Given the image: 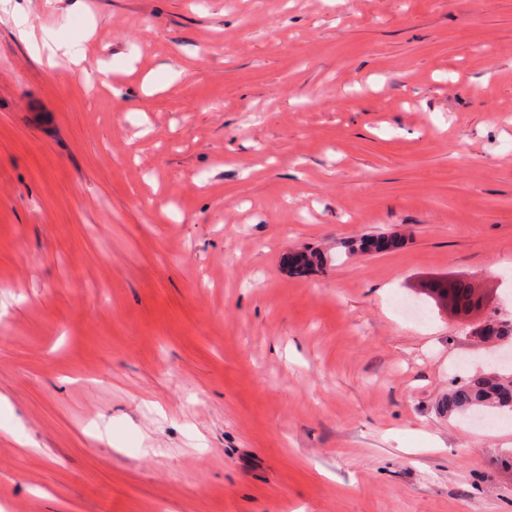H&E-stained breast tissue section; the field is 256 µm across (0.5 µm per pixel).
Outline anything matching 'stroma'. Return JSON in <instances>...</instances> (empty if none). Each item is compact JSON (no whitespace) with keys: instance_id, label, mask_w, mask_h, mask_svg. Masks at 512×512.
<instances>
[{"instance_id":"obj_1","label":"stroma","mask_w":512,"mask_h":512,"mask_svg":"<svg viewBox=\"0 0 512 512\" xmlns=\"http://www.w3.org/2000/svg\"><path fill=\"white\" fill-rule=\"evenodd\" d=\"M501 269L512 0H0V512H512L391 308ZM26 33L35 53L49 69L57 66L58 61L61 59H66L76 65H79L84 60L82 51L69 43L48 40L46 36L38 37L32 27ZM398 239L383 234L366 235L348 245V252L351 254L382 253L397 247Z\"/></svg>"}]
</instances>
